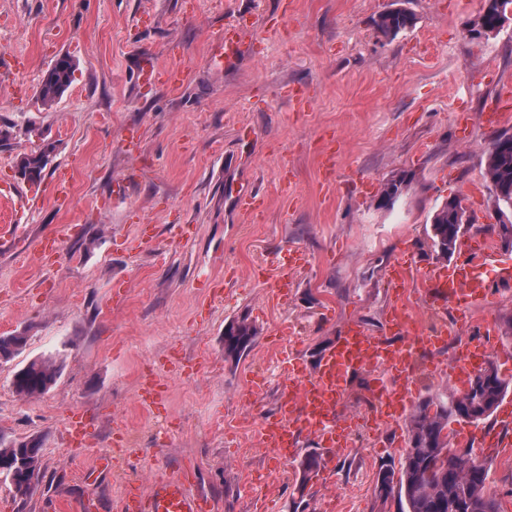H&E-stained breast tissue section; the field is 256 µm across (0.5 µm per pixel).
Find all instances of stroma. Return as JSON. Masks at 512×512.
Masks as SVG:
<instances>
[{
    "instance_id": "1",
    "label": "stroma",
    "mask_w": 512,
    "mask_h": 512,
    "mask_svg": "<svg viewBox=\"0 0 512 512\" xmlns=\"http://www.w3.org/2000/svg\"><path fill=\"white\" fill-rule=\"evenodd\" d=\"M485 0H0V335L27 344L0 362V435L44 441L42 479L26 498L0 485V512H122L128 482L150 489L193 467L214 512H398L380 504V467L398 464L405 428L376 430L372 395L355 379L346 395L351 447L301 486L296 462L264 448L261 425L280 403L275 353L292 348L313 373L345 324L396 340L387 313L397 259L414 274L439 266L428 237L435 208L462 198L488 215L485 153L497 128L482 120L512 82V25L472 38ZM405 9L411 28L388 41L379 15ZM253 23L240 53L220 58L217 35L238 15ZM76 64L52 107L37 90L56 59ZM186 71L171 92L141 82L145 58ZM309 93L306 111L285 90ZM471 116L460 126L458 113ZM141 149L128 155L126 129ZM52 144L39 186L18 174L23 154ZM336 151V178L320 164ZM128 194L115 184L127 169ZM412 180L394 210L382 183ZM70 179L67 202L54 184ZM265 196L257 217L237 206L242 188ZM35 209L6 206L17 190ZM153 239L139 240V226ZM57 238L51 262L30 251ZM306 253L287 300L272 291L276 264ZM248 318L260 330L239 362L224 357V329ZM59 355L45 394L17 396L15 372ZM164 404L142 402L147 380ZM89 437L72 447L73 415ZM110 474L92 476L100 456ZM488 487L512 512V451H482Z\"/></svg>"
}]
</instances>
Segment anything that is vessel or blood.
<instances>
[{"label":"vessel or blood","instance_id":"obj_1","mask_svg":"<svg viewBox=\"0 0 512 512\" xmlns=\"http://www.w3.org/2000/svg\"><path fill=\"white\" fill-rule=\"evenodd\" d=\"M306 262L304 253L289 254L275 283L280 295H287L293 285L292 269ZM410 274L411 267L405 262L394 264L390 270L394 291L389 322L398 333V340L369 335L353 321L345 325L323 355L314 375H304L298 364L281 360L288 393L274 419L263 424L264 447L282 452L299 429L316 438L326 456L348 447L351 433L344 400L353 378L363 372L373 386L369 413L372 424L379 429L397 426L412 404V365L416 357L447 344L453 332L444 323L436 329L414 333V305L435 312L452 309L460 323L469 309L493 299L497 289L512 288V266L503 264L488 241L475 236L463 237L451 265L426 272L419 288L409 289ZM495 336V328L488 323L479 327L476 335L466 338L451 365L456 386H464L486 362ZM124 512H212V506L208 498L192 490L180 472L156 481L147 493L129 485Z\"/></svg>","mask_w":512,"mask_h":512}]
</instances>
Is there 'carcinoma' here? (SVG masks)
Returning <instances> with one entry per match:
<instances>
[{"mask_svg": "<svg viewBox=\"0 0 512 512\" xmlns=\"http://www.w3.org/2000/svg\"><path fill=\"white\" fill-rule=\"evenodd\" d=\"M498 13L499 0H486L485 12L478 21L484 35L498 32ZM412 22L411 14L395 9L381 14L375 28L381 37L390 40ZM75 69L74 61L66 57L47 71L37 91L42 105L49 107L64 94L73 82ZM47 161L46 149L25 154L18 162L19 173L37 184ZM484 176L493 211L512 213V142L488 149ZM408 183L406 174L386 181L380 200L402 197ZM462 229L454 198L450 197L431 217L430 239L436 257L446 260L455 254ZM258 335L257 327L245 317L229 324L224 330V357L242 358L254 347ZM26 340L25 336H0V361L18 354ZM60 372L61 364L55 355L33 359L14 374V392L21 397L42 395L56 383ZM511 391L512 376L503 375L498 365L489 361L466 394L460 396L449 390L421 398L405 423L407 441L400 467L380 469L376 499L385 503L395 498L400 501L402 512H501L499 499L487 485L489 469L472 454V449L456 448L450 425L487 420ZM41 450L42 443L36 438L6 441L0 436V478L21 498L31 495L39 483ZM319 466L315 453L299 462L301 487L307 486Z\"/></svg>", "mask_w": 512, "mask_h": 512, "instance_id": "carcinoma-1", "label": "carcinoma"}]
</instances>
